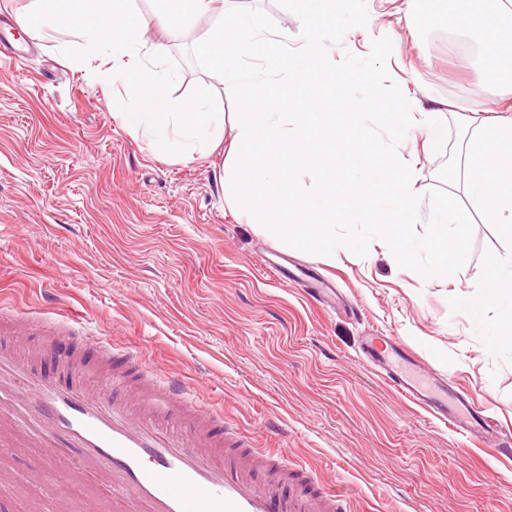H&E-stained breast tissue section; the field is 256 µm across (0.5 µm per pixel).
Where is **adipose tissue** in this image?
Returning a JSON list of instances; mask_svg holds the SVG:
<instances>
[{
	"label": "adipose tissue",
	"instance_id": "obj_1",
	"mask_svg": "<svg viewBox=\"0 0 512 512\" xmlns=\"http://www.w3.org/2000/svg\"><path fill=\"white\" fill-rule=\"evenodd\" d=\"M448 15L449 25L464 22L475 37L479 52L474 69V94H481L490 77L502 82L501 96H512V0H495L490 9L474 8V0H436ZM463 131L470 139L459 160L464 189L476 201L486 223L500 225L512 239V111L471 109L463 114ZM497 304L503 312L495 336L512 343V268L495 256L487 264L482 293L471 302L475 323H482L486 304Z\"/></svg>",
	"mask_w": 512,
	"mask_h": 512
}]
</instances>
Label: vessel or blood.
Segmentation results:
<instances>
[{"label": "vessel or blood", "mask_w": 512, "mask_h": 512, "mask_svg": "<svg viewBox=\"0 0 512 512\" xmlns=\"http://www.w3.org/2000/svg\"><path fill=\"white\" fill-rule=\"evenodd\" d=\"M87 340L103 355L139 370V356L115 347L99 333ZM370 362L385 373L390 386L459 432L478 434L479 408L447 379L424 376L416 357L398 344L377 349L366 344ZM155 407L180 416L174 434L146 415L116 404L102 394L89 395L34 377L15 358L0 354V429L14 427L45 448L48 482L68 479L56 462L64 449L76 448L112 468V512H349L345 498L322 488L306 465H298L300 492L282 496L275 476L253 477L258 449L233 429H225V453H215L210 426L216 412L189 386L153 372Z\"/></svg>", "instance_id": "1"}]
</instances>
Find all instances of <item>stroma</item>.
Here are the masks:
<instances>
[{
  "label": "stroma",
  "mask_w": 512,
  "mask_h": 512,
  "mask_svg": "<svg viewBox=\"0 0 512 512\" xmlns=\"http://www.w3.org/2000/svg\"><path fill=\"white\" fill-rule=\"evenodd\" d=\"M366 4L371 28L332 48L334 59L367 55L373 39L408 23L401 0ZM135 7L145 38L179 65L173 96L201 84L232 112L223 84L187 55L214 19L177 32L152 0ZM410 23L419 39L393 50L391 76L425 108L444 101L452 138L442 155L419 131L398 150L416 161L417 193L456 194L462 177L451 168L465 145L456 115L471 105L474 56L439 8L423 5ZM22 36L33 46L23 69H0V351L98 391L117 361L77 336L17 329L72 315L207 394L252 447L306 463L352 512H512V458L403 397L362 350L367 336L392 337L512 429V345L479 333L469 303L488 259L512 255V239L475 203L471 254L447 279L399 268L378 239L366 256L341 248L323 262L226 205L223 148L187 162L156 154L108 108L113 87L38 29ZM322 278L335 282V303L311 295ZM67 455L76 475L60 512H112L90 462ZM45 464L44 449L0 440V512L50 505L56 491L36 477Z\"/></svg>",
  "instance_id": "obj_1"
}]
</instances>
